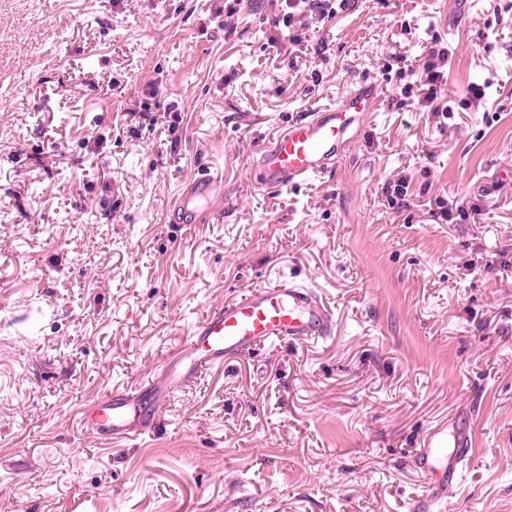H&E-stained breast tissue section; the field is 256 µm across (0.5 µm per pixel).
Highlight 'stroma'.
<instances>
[{"instance_id": "1", "label": "stroma", "mask_w": 512, "mask_h": 512, "mask_svg": "<svg viewBox=\"0 0 512 512\" xmlns=\"http://www.w3.org/2000/svg\"><path fill=\"white\" fill-rule=\"evenodd\" d=\"M224 6L0 0V512H412L416 437L460 416L449 512H512V0H355L298 44L277 0ZM435 36L443 97L479 84V106L402 99L394 57ZM364 81L377 106L335 172L252 185L268 138ZM207 168L223 217L168 224ZM278 276L332 307L327 343L203 375L140 446L82 438L81 408Z\"/></svg>"}]
</instances>
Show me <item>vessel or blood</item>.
I'll use <instances>...</instances> for the list:
<instances>
[{
	"label": "vessel or blood",
	"mask_w": 512,
	"mask_h": 512,
	"mask_svg": "<svg viewBox=\"0 0 512 512\" xmlns=\"http://www.w3.org/2000/svg\"><path fill=\"white\" fill-rule=\"evenodd\" d=\"M375 83H363L330 105L306 113L272 137L251 160L253 182L279 192L336 168L348 143L357 137L377 103ZM216 180L201 174L187 189L203 208L178 213L180 224L212 220L210 202ZM331 308L313 288L291 279L257 287L212 306L199 320L184 348L168 354L161 372L135 388H116L100 396L82 420L83 436L137 445L152 435L159 410L173 392L195 382L225 360L260 348L307 343L330 337ZM473 433L468 425L431 426L422 437L415 463L425 479L414 512H445L450 489L461 486L470 461Z\"/></svg>",
	"instance_id": "b4317fda"
}]
</instances>
